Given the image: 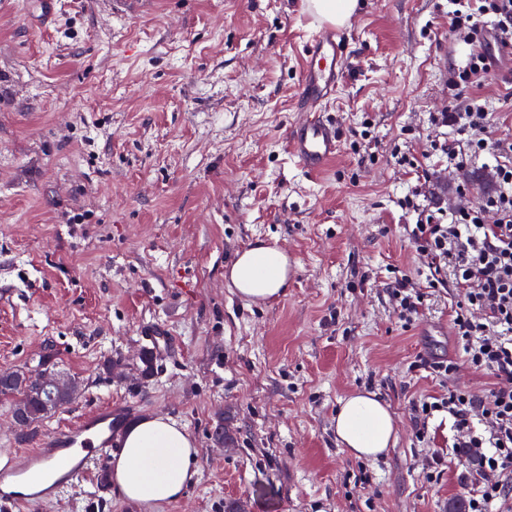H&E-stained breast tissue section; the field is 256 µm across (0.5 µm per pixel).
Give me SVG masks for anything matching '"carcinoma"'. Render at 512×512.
I'll list each match as a JSON object with an SVG mask.
<instances>
[{"label":"carcinoma","mask_w":512,"mask_h":512,"mask_svg":"<svg viewBox=\"0 0 512 512\" xmlns=\"http://www.w3.org/2000/svg\"><path fill=\"white\" fill-rule=\"evenodd\" d=\"M48 362H41L34 369L14 372L11 379H0V395L15 398L13 411L27 415L26 429L19 434L25 440L36 425L48 414L63 406V403L50 399L46 393L38 392L43 380L52 377Z\"/></svg>","instance_id":"cac0c4a2"}]
</instances>
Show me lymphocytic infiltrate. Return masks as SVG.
Masks as SVG:
<instances>
[{"label":"lymphocytic infiltrate","mask_w":512,"mask_h":512,"mask_svg":"<svg viewBox=\"0 0 512 512\" xmlns=\"http://www.w3.org/2000/svg\"><path fill=\"white\" fill-rule=\"evenodd\" d=\"M451 25L471 46L466 67L450 80L453 105L432 122L464 135L462 149L432 142V153L460 169L487 158L494 184L481 201L441 216L425 214L410 240L429 272L425 285L408 276L390 283L404 323H413L425 301V288L461 290L464 302L452 316V333L469 367L492 375L496 383L477 397L449 388L419 403V418L447 412L458 433L454 443L466 464V512H512V138H490L491 116L474 95L492 67L490 47L512 53V0H451ZM465 99L457 107V99ZM495 223H487V213Z\"/></svg>","instance_id":"f902f5d3"}]
</instances>
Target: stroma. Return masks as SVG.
Masks as SVG:
<instances>
[{
    "label": "stroma",
    "instance_id": "stroma-1",
    "mask_svg": "<svg viewBox=\"0 0 512 512\" xmlns=\"http://www.w3.org/2000/svg\"><path fill=\"white\" fill-rule=\"evenodd\" d=\"M0 0V370L49 360L76 394L50 432L110 404L186 429L196 473L179 500L137 507L95 474L32 512H448L465 496L447 413L416 406L491 375L459 357L452 288L412 324L388 285L425 280L406 209L451 211L492 188L481 161L419 184L449 80L470 53L448 0H359L345 74L323 106L340 148L304 175L285 137L303 65L305 0ZM477 94L512 134V55ZM294 262L286 295L247 303L224 274L256 242ZM151 349L154 369L142 373ZM373 392L396 443L378 459L336 442L341 399ZM226 425L230 445L216 442ZM427 427L429 437L416 433Z\"/></svg>",
    "mask_w": 512,
    "mask_h": 512
}]
</instances>
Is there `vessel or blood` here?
Segmentation results:
<instances>
[{"instance_id": "1", "label": "vessel or blood", "mask_w": 512, "mask_h": 512, "mask_svg": "<svg viewBox=\"0 0 512 512\" xmlns=\"http://www.w3.org/2000/svg\"><path fill=\"white\" fill-rule=\"evenodd\" d=\"M346 29L324 25L313 31L307 43L299 86L302 119L287 133V149L305 173L321 174L338 152V134L333 122L320 114V106L336 90L345 69ZM120 422L111 406L81 414L71 425L38 437L33 451L0 449V504L10 512H26L34 503L57 499L81 480L98 462L118 455ZM48 460L63 464L60 477L35 494L24 492L27 468Z\"/></svg>"}]
</instances>
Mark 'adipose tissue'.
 I'll return each mask as SVG.
<instances>
[{"mask_svg":"<svg viewBox=\"0 0 512 512\" xmlns=\"http://www.w3.org/2000/svg\"><path fill=\"white\" fill-rule=\"evenodd\" d=\"M236 292L251 303L284 295L290 281L289 258L262 242L238 252L228 268ZM336 440L354 456L377 458L393 443L396 424L388 405L375 394L354 393L336 413ZM197 450L188 432L168 417H146L125 432L112 464V480L130 502L157 505L176 500L194 475Z\"/></svg>","mask_w":512,"mask_h":512,"instance_id":"adipose-tissue-1","label":"adipose tissue"}]
</instances>
